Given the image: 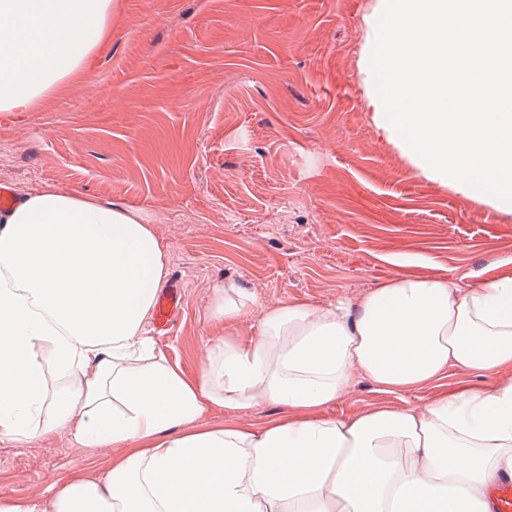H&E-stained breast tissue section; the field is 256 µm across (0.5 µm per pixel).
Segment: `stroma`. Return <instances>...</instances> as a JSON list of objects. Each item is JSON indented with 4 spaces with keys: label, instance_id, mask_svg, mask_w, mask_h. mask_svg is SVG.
<instances>
[{
    "label": "stroma",
    "instance_id": "1",
    "mask_svg": "<svg viewBox=\"0 0 512 512\" xmlns=\"http://www.w3.org/2000/svg\"><path fill=\"white\" fill-rule=\"evenodd\" d=\"M376 0H116L111 34L80 75L29 112L0 115V183L54 186L143 209L183 288L165 333L172 364L199 375L223 321L213 293L237 283L267 306L324 307L401 273L461 288L512 271V214L428 180L388 143L367 103L362 49ZM452 370L397 397L353 375L331 408L420 409ZM112 448L67 430L0 437V497L42 505L52 485L105 478Z\"/></svg>",
    "mask_w": 512,
    "mask_h": 512
}]
</instances>
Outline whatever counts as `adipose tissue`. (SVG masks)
<instances>
[{
  "label": "adipose tissue",
  "mask_w": 512,
  "mask_h": 512,
  "mask_svg": "<svg viewBox=\"0 0 512 512\" xmlns=\"http://www.w3.org/2000/svg\"><path fill=\"white\" fill-rule=\"evenodd\" d=\"M115 0H0V112H29L90 60ZM167 276L143 210L47 187L0 215V436L72 431L121 449L105 479L75 477L46 506L0 512H488L512 471V273L460 289L400 275L364 296L266 309L216 287L230 330L186 376L143 326ZM458 384L423 409L328 416L352 374L403 396L448 369ZM65 380L49 396L48 370ZM287 408L259 427L203 425L207 407Z\"/></svg>",
  "instance_id": "adipose-tissue-1"
}]
</instances>
